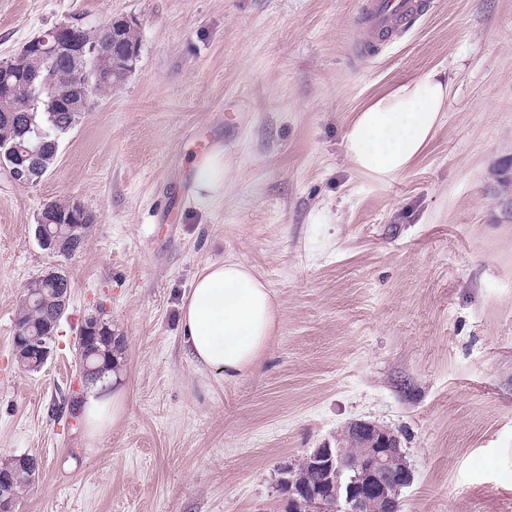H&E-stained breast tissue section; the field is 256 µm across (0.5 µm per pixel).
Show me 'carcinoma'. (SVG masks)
Wrapping results in <instances>:
<instances>
[{
    "instance_id": "carcinoma-1",
    "label": "carcinoma",
    "mask_w": 512,
    "mask_h": 512,
    "mask_svg": "<svg viewBox=\"0 0 512 512\" xmlns=\"http://www.w3.org/2000/svg\"><path fill=\"white\" fill-rule=\"evenodd\" d=\"M53 31L69 41L95 42L100 46V51L93 55L76 51L56 61L40 60L22 52L9 61L8 85L0 90V97L7 99L15 114L32 121V125L48 133L42 145L47 153L53 152L50 141L56 135L66 133L68 126H76L82 117V113L69 112L65 108L75 92V77L93 72L97 77L92 79V93L111 89L133 70L140 53L138 30L122 23L110 27L100 25L94 29L60 24L53 27ZM73 223L80 225V229L72 244L80 249L94 223V215L88 211L82 218L74 219ZM33 286L39 291L40 303L36 305L21 300L16 326L24 330L29 344L36 345L44 340L47 328L57 313L62 290L70 287L71 283L67 277L58 283L37 279L33 281ZM118 352V342L112 340V335L99 337L96 349L88 359L87 379L110 384ZM26 459L29 463L16 465L6 488L7 494L14 500L21 499L35 480L36 470L32 462L36 458L28 455Z\"/></svg>"
}]
</instances>
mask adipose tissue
<instances>
[{
  "label": "adipose tissue",
  "instance_id": "1",
  "mask_svg": "<svg viewBox=\"0 0 512 512\" xmlns=\"http://www.w3.org/2000/svg\"><path fill=\"white\" fill-rule=\"evenodd\" d=\"M450 83L432 68L404 79L353 112L343 138L349 167L387 182L408 171L444 122ZM183 343L194 361L227 380L252 371L269 351L280 323L275 292L252 267L209 262L195 274L181 305ZM122 390L92 389L84 407L89 437L114 425L124 411Z\"/></svg>",
  "mask_w": 512,
  "mask_h": 512
}]
</instances>
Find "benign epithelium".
I'll return each instance as SVG.
<instances>
[{
    "mask_svg": "<svg viewBox=\"0 0 512 512\" xmlns=\"http://www.w3.org/2000/svg\"><path fill=\"white\" fill-rule=\"evenodd\" d=\"M26 47L37 56L52 60L70 51V45L62 43L55 36H37ZM39 156L37 147L31 149L9 139H0V167L6 169L19 185H34L40 180L43 169ZM54 223V214L43 210L39 224L35 225L38 243L54 256L75 254L70 244L51 230ZM58 326L59 321H54L46 340L33 346L45 362L53 354ZM104 328V319L100 315L89 316L80 325L75 348L82 376L85 375L82 365L85 364L87 346ZM378 430L383 435L373 437L368 448L358 457L347 458L341 444L334 448H315L306 454L304 460L324 474V482L315 490L305 488L298 481L296 465H284L281 468L280 487L286 496L289 512H304L306 499L310 496L315 497L316 512L322 510L326 499L336 503L344 512H397L400 504L398 495L401 489L412 484L414 476L406 462L404 450L400 444L390 440V430L381 426Z\"/></svg>",
    "mask_w": 512,
    "mask_h": 512,
    "instance_id": "7a95c632",
    "label": "benign epithelium"
}]
</instances>
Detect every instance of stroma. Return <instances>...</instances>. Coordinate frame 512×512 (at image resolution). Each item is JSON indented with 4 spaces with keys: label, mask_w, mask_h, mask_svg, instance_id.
I'll list each match as a JSON object with an SVG mask.
<instances>
[{
    "label": "stroma",
    "mask_w": 512,
    "mask_h": 512,
    "mask_svg": "<svg viewBox=\"0 0 512 512\" xmlns=\"http://www.w3.org/2000/svg\"><path fill=\"white\" fill-rule=\"evenodd\" d=\"M359 0H0V61L64 23L137 25L139 60L95 95L41 180L0 168V461L39 478L17 512H285L280 469L350 422L389 428L413 471L402 512H512V0H432L373 58ZM442 67L448 112L409 171H351L352 112ZM224 154L198 189L197 147ZM94 214L64 259L44 205ZM253 266L281 323L234 381L198 366L179 306L205 263ZM71 281L59 342L18 367L25 284ZM103 314L122 340L120 420L100 437L67 408L75 337ZM215 154L196 167V184L200 190L215 192L224 186V160ZM51 224H59L55 220L52 212L43 209L39 224H35V237L38 243L49 252L56 256H71L75 254L69 242L60 239L56 233L51 230Z\"/></svg>",
    "instance_id": "obj_1"
}]
</instances>
